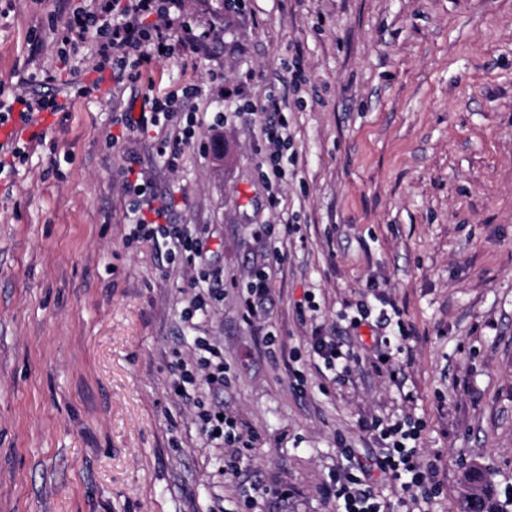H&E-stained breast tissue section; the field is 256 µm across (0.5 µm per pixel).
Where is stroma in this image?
<instances>
[{"instance_id":"35a3bbf8","label":"stroma","mask_w":512,"mask_h":512,"mask_svg":"<svg viewBox=\"0 0 512 512\" xmlns=\"http://www.w3.org/2000/svg\"><path fill=\"white\" fill-rule=\"evenodd\" d=\"M221 2L186 0L192 24L224 28L199 63L157 60L147 79L94 90L58 0H0V86L46 70L70 97L0 178V512H336L325 485L345 453L372 466L379 444L359 422L385 415L421 425L442 485L431 512H460L472 462L511 497L512 0ZM189 84L205 123L176 167L151 139L136 150L157 191H174L175 223L207 226L224 272L223 304L193 325L189 271L125 240L112 141L144 93ZM272 98L291 137L276 206L254 118ZM271 224L298 232L248 324L241 299ZM360 302L413 332L397 378L374 368L376 338L397 328L351 326ZM317 327L354 351L345 383L316 365ZM198 336L223 349L222 398L257 435L237 482L198 431L207 387L172 390V353L192 356ZM258 479L278 493L246 508Z\"/></svg>"}]
</instances>
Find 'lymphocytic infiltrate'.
Wrapping results in <instances>:
<instances>
[{
  "instance_id": "lymphocytic-infiltrate-1",
  "label": "lymphocytic infiltrate",
  "mask_w": 512,
  "mask_h": 512,
  "mask_svg": "<svg viewBox=\"0 0 512 512\" xmlns=\"http://www.w3.org/2000/svg\"><path fill=\"white\" fill-rule=\"evenodd\" d=\"M185 0H90L88 8L72 12L66 18V29L75 46L87 48L97 60V71H111L116 83L135 82L141 77L143 65L163 58H178L183 63H195L210 43L223 40L224 30L217 25L198 31L186 25ZM51 79L34 73L22 80L23 93H5L0 89V125L11 117L21 122L31 120L36 112H59L63 106L54 93L48 92ZM201 93L199 85L185 86L181 95L159 97L146 94L138 111H127L116 116L123 134L152 137L161 147L168 166H176L182 146L189 144L201 126L197 114L186 110L187 100ZM280 110L277 100H269L260 114V132L264 144L261 162L262 177L270 200H277L285 176L279 156L289 142L286 125L276 118ZM116 175L131 197L134 215L129 240L140 243H163L168 260L180 261L193 272L190 280L192 294L183 311L184 320H193L196 314L207 313L224 299L221 275L210 271L206 264L204 230L196 224H177L173 221V199L154 191L149 176L140 169L135 154H127ZM282 236L270 232L267 239L271 264L256 268L251 275L250 289L243 300V318L251 320L257 300L268 292L272 267L281 263ZM199 355L193 364L183 359L173 363V390L185 396L186 377L199 379L210 390L224 389V354L205 340H198ZM310 351L325 370L335 379H344L349 373V351L341 342L322 332L311 338ZM196 421L199 429L224 447V476L235 479L244 469V457L256 438L246 430L236 415L223 402L197 401ZM363 428L380 441L382 448L376 459L377 468L407 493L409 508L429 504L435 497L439 483L433 464L422 460L413 442L418 438L416 426L404 421L382 417L364 422ZM336 499L338 512H389L376 491L371 473L365 465L336 473L326 490Z\"/></svg>"
}]
</instances>
